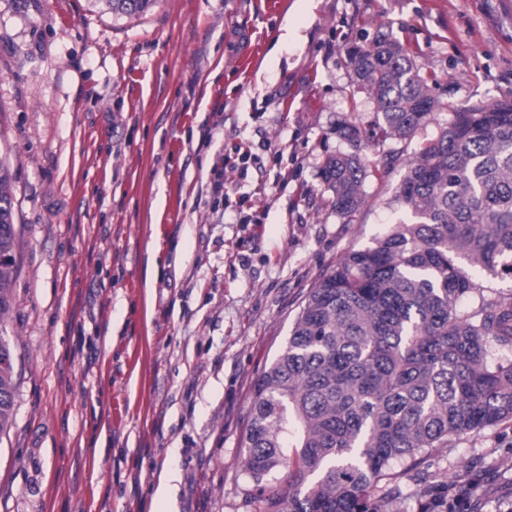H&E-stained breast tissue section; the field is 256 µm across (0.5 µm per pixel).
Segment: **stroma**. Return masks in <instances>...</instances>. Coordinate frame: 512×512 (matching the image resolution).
Masks as SVG:
<instances>
[{
	"mask_svg": "<svg viewBox=\"0 0 512 512\" xmlns=\"http://www.w3.org/2000/svg\"><path fill=\"white\" fill-rule=\"evenodd\" d=\"M393 33L434 77L433 120L362 141L365 202L320 176L376 105L346 49ZM512 101V0H0L17 396L0 512H256L240 438L259 375L339 257L406 214L405 163L463 105ZM259 155L243 162L242 152ZM103 450H96L98 439ZM512 507V422L390 470Z\"/></svg>",
	"mask_w": 512,
	"mask_h": 512,
	"instance_id": "35a3bbf8",
	"label": "stroma"
}]
</instances>
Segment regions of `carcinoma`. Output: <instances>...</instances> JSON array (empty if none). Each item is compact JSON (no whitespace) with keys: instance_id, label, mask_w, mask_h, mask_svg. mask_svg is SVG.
Returning a JSON list of instances; mask_svg holds the SVG:
<instances>
[{"instance_id":"carcinoma-1","label":"carcinoma","mask_w":512,"mask_h":512,"mask_svg":"<svg viewBox=\"0 0 512 512\" xmlns=\"http://www.w3.org/2000/svg\"><path fill=\"white\" fill-rule=\"evenodd\" d=\"M138 14L152 0H105ZM386 139L433 119L430 78L382 33L350 57ZM336 135L358 147L350 121ZM338 214L357 211L374 171L355 152L327 158ZM11 174L0 161V323L16 263ZM395 202L409 214L374 245L345 252L311 288L288 341L258 378L242 437L261 512H393L378 494L395 463L413 470L451 436L512 422V292L475 278L512 276V102L467 105L408 160ZM14 354L0 326V437L12 424ZM448 485L425 481L418 512H441Z\"/></svg>"}]
</instances>
